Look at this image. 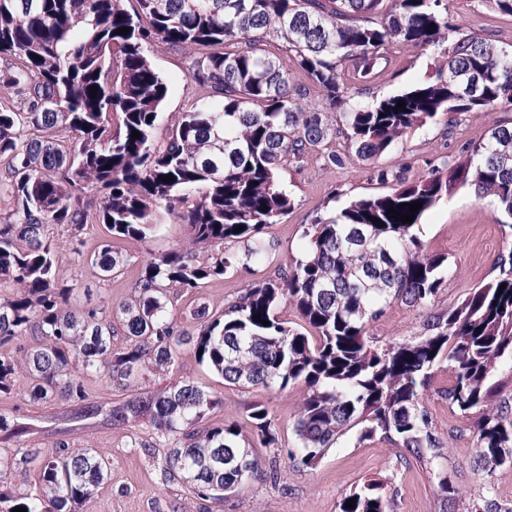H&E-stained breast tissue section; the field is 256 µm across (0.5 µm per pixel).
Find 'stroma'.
I'll return each instance as SVG.
<instances>
[{"label": "stroma", "instance_id": "stroma-1", "mask_svg": "<svg viewBox=\"0 0 512 512\" xmlns=\"http://www.w3.org/2000/svg\"><path fill=\"white\" fill-rule=\"evenodd\" d=\"M447 5L452 26L493 36L498 47L512 51V16L489 10L482 0H447ZM148 56L169 84L156 129V137L161 140L172 121L203 98L205 91L189 75V50L156 38L148 47ZM387 57L389 64L382 77L370 85L378 97L426 80L436 63L435 51L405 44L394 45ZM506 123H512V108L500 106L488 112L461 114L450 129L440 123L417 128L375 166L347 156L340 138L333 147L342 156V165L327 168L314 159L301 166L290 164L282 171L281 179L296 205L280 223L269 225L263 233L265 239L276 244V263L255 273L238 269L210 281L195 294L178 292L172 305L174 313L183 314L200 299L214 311H222L238 300L256 276H272L278 267L288 266L301 251L304 225L310 224L325 202L333 199L342 205L389 191V184L379 181L377 168L412 179L437 168H449L469 144L487 137L493 126ZM498 217L494 204L476 200L465 190L441 201L424 217L421 238L427 250L448 257L438 308L453 306L471 288L491 277L494 261L507 245ZM46 234L58 246L56 276L61 283L72 286L73 307L105 310L131 300L132 285L148 259L189 241L187 225L160 214L158 229L150 238L115 240L125 264L120 273L106 281L88 260L107 234L104 225L88 224L74 235L67 226L52 224ZM425 319L421 309L395 305L374 323L373 332L383 344L411 339L423 334ZM449 378L447 368H439L426 393L434 432L441 443L432 465L402 461L394 446L379 439L359 442L354 430L339 438L312 467L290 462L273 449L259 446L255 449L262 462L259 475L221 502L201 501L189 486L168 481L164 458L170 448L176 447V439L158 436L145 418L124 426L112 425L108 416L111 406L132 393L147 394L190 379L221 398V405L210 415L211 421L244 426L253 407L265 405L276 415L281 446L293 448L297 439L292 423L302 391L225 385L223 378L201 364L190 349L182 350L174 369L148 374L131 390L100 375L83 376L87 391L100 407L99 414L89 418L81 417L69 401H30L22 392L27 377L19 375V392L0 395V416L30 424L31 430L18 443L1 438L0 449L12 454L22 447L43 454L65 443L73 448H93L107 457V480L91 498L82 501L77 512H339L345 493L377 475L393 476L398 512H464L468 502L483 498L496 499L503 512H512V468L497 471L489 481L478 472L471 423L452 414L443 396ZM135 439L140 442L136 448L131 445ZM439 470L447 471L458 488V502L445 501L440 495L433 477Z\"/></svg>", "mask_w": 512, "mask_h": 512}]
</instances>
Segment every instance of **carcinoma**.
<instances>
[{
    "label": "carcinoma",
    "mask_w": 512,
    "mask_h": 512,
    "mask_svg": "<svg viewBox=\"0 0 512 512\" xmlns=\"http://www.w3.org/2000/svg\"><path fill=\"white\" fill-rule=\"evenodd\" d=\"M125 2L0 0V89L13 94L0 100V180L13 202L0 221V281L15 288L0 298V348L12 351L0 356V395L16 391L24 367L31 401L65 398L93 415L98 407L80 375L128 387L155 369H172L189 347L229 386L302 387L299 446L286 450L290 460L312 466L356 428L359 440L385 439L425 463L439 440L424 392L445 364L451 382L444 398L472 421L484 479L512 468V403L501 399V377L512 373V244L488 281L441 311L434 303L448 256L428 252L420 237L425 215L466 188L478 200L493 199L512 238V125L492 128L445 171L397 175L387 193L316 212L288 269L253 282L219 315L196 305L186 314L191 330L170 314L167 294L170 285L193 292L239 266L270 263L276 244L260 233L295 208L281 171L290 162L304 165L317 149L325 165L342 164L327 148L337 135L374 165L429 122L451 128L458 114L511 107L512 55L485 35L451 26L446 0H136L132 13ZM121 27L129 33H118ZM154 38L194 50L190 76L207 88L162 142L155 130L169 85L148 58ZM274 43L282 53L268 49ZM395 43L437 50L441 64L395 94L351 98L346 78L369 82ZM292 67L320 90L317 106L302 104L306 88L292 81ZM22 125L31 130L27 139ZM134 130L140 137L131 138ZM90 191L102 194L96 209ZM416 201L422 208L411 223L389 212L401 204L407 215ZM161 208L188 225L192 241L210 248L208 257L178 248L148 260L133 300L114 315L117 326L100 309L72 310L73 288L56 279L45 226L79 234L103 224L113 239L144 240ZM239 226L244 230L234 232ZM228 241L241 251L224 252ZM91 259L107 280L123 264L109 241ZM283 300L300 324L279 318ZM395 304L427 310L425 333L379 345L371 326ZM119 332L128 344L114 350ZM27 336L37 346L25 344ZM220 404L195 381L181 380L119 403L109 416L118 425L146 417L157 434L180 437L165 458L167 479L221 502L258 474L253 440L276 448L279 439L262 405L250 412V438L233 422L206 423ZM19 459L0 453V512H74L109 473L97 452L61 443L43 458L40 483L13 493L5 484ZM435 477L455 501L448 473ZM391 484L390 476L364 481L344 495L340 512H396Z\"/></svg>",
    "instance_id": "1"
}]
</instances>
